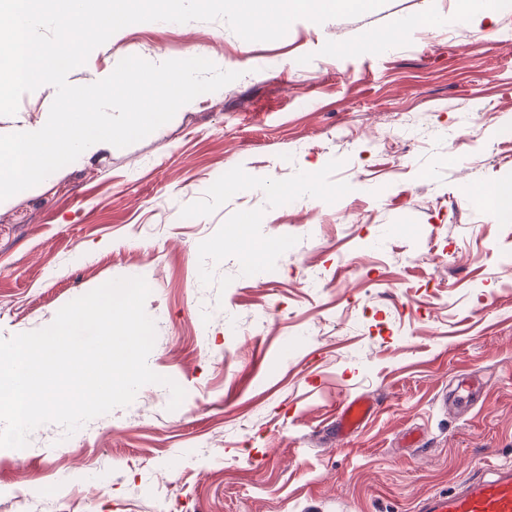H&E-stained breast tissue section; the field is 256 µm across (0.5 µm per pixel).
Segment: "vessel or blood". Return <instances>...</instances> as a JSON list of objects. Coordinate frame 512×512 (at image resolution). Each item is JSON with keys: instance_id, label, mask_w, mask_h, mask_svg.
<instances>
[{"instance_id": "b4317fda", "label": "vessel or blood", "mask_w": 512, "mask_h": 512, "mask_svg": "<svg viewBox=\"0 0 512 512\" xmlns=\"http://www.w3.org/2000/svg\"><path fill=\"white\" fill-rule=\"evenodd\" d=\"M373 412L362 397L346 400L338 408L334 432L345 438L363 426ZM417 512H512V467L477 474L446 492L420 499Z\"/></svg>"}]
</instances>
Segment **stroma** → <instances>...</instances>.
<instances>
[{"mask_svg":"<svg viewBox=\"0 0 512 512\" xmlns=\"http://www.w3.org/2000/svg\"><path fill=\"white\" fill-rule=\"evenodd\" d=\"M460 9L387 0L272 42L135 23L68 74L204 57L240 77L0 201V338L141 276L148 365L186 392L173 410L147 384L73 434L47 423L0 448V512H155L160 495L169 512H414L512 465V222L466 199L512 187V12ZM403 22L399 43L362 46ZM55 95L24 94L0 135L42 128ZM244 220L274 243L253 272L225 244ZM355 396L374 414L336 439ZM465 6L460 11V20L489 19L494 21L499 13L500 0H464Z\"/></svg>","mask_w":512,"mask_h":512,"instance_id":"35a3bbf8","label":"stroma"}]
</instances>
